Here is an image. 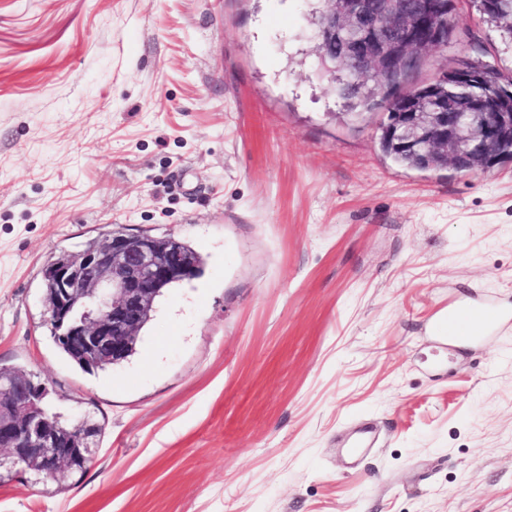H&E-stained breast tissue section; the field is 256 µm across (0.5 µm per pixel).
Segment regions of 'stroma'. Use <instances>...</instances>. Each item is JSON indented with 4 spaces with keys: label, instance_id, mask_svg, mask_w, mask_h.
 Listing matches in <instances>:
<instances>
[{
    "label": "stroma",
    "instance_id": "1",
    "mask_svg": "<svg viewBox=\"0 0 512 512\" xmlns=\"http://www.w3.org/2000/svg\"><path fill=\"white\" fill-rule=\"evenodd\" d=\"M322 8L0 0V374L99 429L62 482L0 455V512H512V328L431 333L452 302L512 307V163L395 165L386 101L351 108L320 70ZM456 19L413 82L512 72L472 0ZM115 228L205 264L129 361L85 372L42 270ZM346 453L353 459L364 456L370 448H374L372 431L369 427H363L348 437L346 443Z\"/></svg>",
    "mask_w": 512,
    "mask_h": 512
}]
</instances>
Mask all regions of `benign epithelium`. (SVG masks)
Here are the masks:
<instances>
[{
	"label": "benign epithelium",
	"instance_id": "obj_1",
	"mask_svg": "<svg viewBox=\"0 0 512 512\" xmlns=\"http://www.w3.org/2000/svg\"><path fill=\"white\" fill-rule=\"evenodd\" d=\"M453 17L448 0H329L316 39L319 45L341 42L358 80L390 79L448 45V36L458 33ZM448 78L467 88L487 80L483 72L462 70L427 82V96L388 116L385 128L394 146L420 153L429 166L441 158L467 175L479 168L460 164L464 154L481 150L495 162L512 160V144L503 139L512 112L491 111L480 93L471 95L470 111L448 110L435 96L437 83ZM181 246L175 236L112 231L95 249L43 269V278L56 288L49 316L62 339L89 359L104 354L114 362L123 359L161 290L195 277L197 269ZM48 394L46 384L22 374L0 383V452L44 477L56 475L80 453L79 441L62 438L46 411Z\"/></svg>",
	"mask_w": 512,
	"mask_h": 512
}]
</instances>
